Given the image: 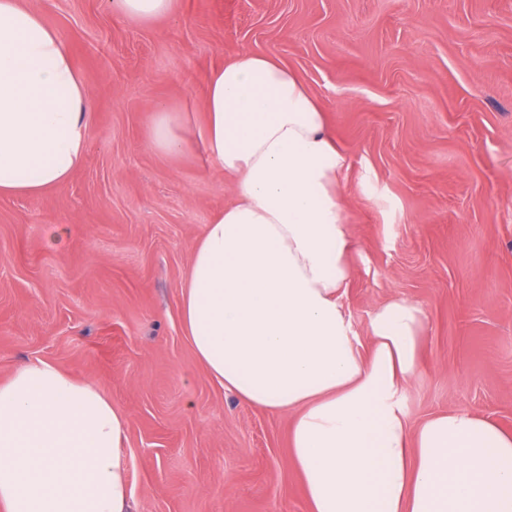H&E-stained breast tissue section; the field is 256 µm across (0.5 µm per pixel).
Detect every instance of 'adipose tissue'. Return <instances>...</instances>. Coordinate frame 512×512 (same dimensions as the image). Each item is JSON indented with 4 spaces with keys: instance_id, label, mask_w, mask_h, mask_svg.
Instances as JSON below:
<instances>
[{
    "instance_id": "adipose-tissue-1",
    "label": "adipose tissue",
    "mask_w": 512,
    "mask_h": 512,
    "mask_svg": "<svg viewBox=\"0 0 512 512\" xmlns=\"http://www.w3.org/2000/svg\"><path fill=\"white\" fill-rule=\"evenodd\" d=\"M147 24L179 0H109ZM91 90L67 47L22 0H0V196L70 179ZM198 135L232 179L181 290L180 327L211 379L288 413L309 512H512V431L470 412L410 427L425 316L406 299L370 317L361 355L340 305L349 240L336 185L345 158L325 110L274 56L242 52L206 83ZM181 111L155 108L154 152L181 156ZM128 415L47 361L0 382V512H129Z\"/></svg>"
}]
</instances>
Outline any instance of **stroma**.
<instances>
[{"label":"stroma","mask_w":512,"mask_h":512,"mask_svg":"<svg viewBox=\"0 0 512 512\" xmlns=\"http://www.w3.org/2000/svg\"><path fill=\"white\" fill-rule=\"evenodd\" d=\"M92 91L63 185L0 197V381L48 361L128 414L132 512H309L290 418L224 392L178 318L191 250L229 206L197 126L150 150L152 110L197 113L237 54L274 55L326 110L346 157L340 299L360 351L371 314L426 317L410 426L467 411L512 430V0H180L135 25L107 0H23Z\"/></svg>","instance_id":"1"}]
</instances>
